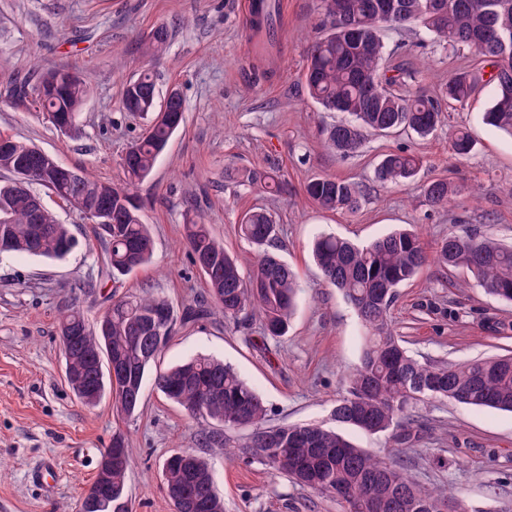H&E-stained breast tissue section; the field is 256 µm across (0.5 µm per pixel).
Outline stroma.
Instances as JSON below:
<instances>
[{"instance_id": "35a3bbf8", "label": "stroma", "mask_w": 512, "mask_h": 512, "mask_svg": "<svg viewBox=\"0 0 512 512\" xmlns=\"http://www.w3.org/2000/svg\"><path fill=\"white\" fill-rule=\"evenodd\" d=\"M242 0H0V134L32 142L60 164L119 183L121 157L147 121L126 111L127 82L152 69L159 95L177 90L185 124L137 189L142 216L155 241L151 262L120 281L106 264L98 225L43 187L44 205L76 239L63 260L0 254V512H77L98 473L105 448L123 435L131 457L126 474L130 512H175L161 464L195 448L209 464L225 512H343L336 501L275 476L260 463L225 458L199 448L197 425L181 407L146 383L138 412L117 413L111 396L84 406L65 378L58 325L76 307L98 320L128 292L166 298L177 322L156 362L166 369L205 354L231 365L265 400L268 424L325 423L359 362L363 328L342 294L329 286L310 250L313 237L332 233L367 243L396 228L420 233L435 250L448 233L476 230L512 244V137L484 124L489 105L479 95L465 106L443 104L444 119L427 139L399 131L369 137L341 159L327 150L323 126L339 120L307 97L302 81L306 48L322 20L319 0H279L272 36L250 31ZM168 26L164 52L149 59L141 43ZM393 62L419 65L426 85L475 65L471 52L427 44L417 58L412 37L386 30ZM70 69L90 88L76 129L62 134L39 112L34 95H13L31 66ZM476 140L465 159L454 156L456 133ZM406 148L422 167L400 186L374 179L384 154ZM238 169L276 170L284 193L241 185ZM362 184L359 211L326 212L308 201L304 184L315 176ZM448 178V206L427 202L421 187ZM251 209L272 213L277 253L298 277L300 291L287 336L263 339L257 314L240 323L218 312L184 322L186 308L211 304L200 271L189 261L184 226L200 217L249 273L254 246L239 232ZM395 331L418 358L460 361L512 352V303L487 294L463 269L428 263L398 290L391 310ZM405 445L411 475L429 486L457 489L472 512H512V413L432 402ZM54 460L51 485L30 478Z\"/></svg>"}]
</instances>
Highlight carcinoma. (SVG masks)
<instances>
[{
	"instance_id": "carcinoma-1",
	"label": "carcinoma",
	"mask_w": 512,
	"mask_h": 512,
	"mask_svg": "<svg viewBox=\"0 0 512 512\" xmlns=\"http://www.w3.org/2000/svg\"><path fill=\"white\" fill-rule=\"evenodd\" d=\"M321 34L307 47L302 77L308 97L324 112H339L344 119L321 130L326 146L337 154L359 152L369 135H387L408 128L420 137L435 130L441 118V101L465 105L476 93L487 90L490 105L484 123L512 135V0H321ZM419 28L452 50L468 49L479 61L492 66L489 77L461 66L433 89L416 83L417 70L389 64L383 32ZM169 32L159 27L143 44L144 55L159 56ZM57 69L42 73L36 101L43 114L60 112L76 121L89 94L87 84L75 73L49 90L46 82ZM157 97L151 70H143L123 90L128 112L154 115L147 134L128 149L122 161L125 180L103 182L67 170L45 179L55 158L31 151L32 144L0 134L14 144V154L0 153V171L14 174L15 157L23 156L33 172L31 183L40 185L78 209L97 207L112 215V223L99 224L106 242L112 277L126 275L147 264L154 239L145 224L135 187L147 179L158 157L185 122L184 103L172 93L167 111L142 106ZM474 148L471 134L463 130L451 142L453 154L468 156ZM421 165L408 151L389 153L375 169L376 181L398 185L412 179ZM243 181L274 186L284 191L279 175L249 170ZM305 193L325 211L355 212L364 198L363 186L335 177H314ZM425 198L445 207L454 193L444 178L427 182ZM32 190L17 188L15 178L0 183V225L11 232V254L63 259L75 239L65 224L56 221ZM241 235L260 248L248 276L208 225L196 220L186 225V239L193 265L199 268L215 306L226 319L245 311L261 315L265 336L287 334L299 290L293 270L269 250L276 224L265 210L243 216ZM313 257L328 284L342 293L365 328L360 363L343 379L344 392L336 400L332 420L336 428L318 424H282L267 427V406L261 395L231 367L206 355L158 371L155 388L189 415L199 419L198 443L222 448L230 460L258 461L273 473L315 494L336 499L344 512H363L369 501L379 512H442L450 503L462 502L461 493L430 488L408 470L403 450L378 452L356 446L343 432L357 429L368 435L397 432L403 445L417 423V406L431 401H453L475 408L512 412V355L468 359L455 363L419 360L395 335L390 310L397 288L413 280L428 261L421 237L407 229L394 230L368 244L357 245L331 234L318 235ZM443 267L470 272L484 290L512 302V245L470 232L450 233L434 255ZM164 310L174 326L173 307L163 297L128 295L112 303L101 321L89 323L82 312L71 310L60 320L65 373L76 397L87 406L112 396L120 413L131 416L140 407L146 373L157 362L172 333L156 339L146 328L149 315ZM121 360L124 370L108 377V359ZM244 430L237 438L234 433ZM112 447L123 449L125 462L112 466L109 487L102 499L86 512H125L116 507L128 500L126 473L130 456L125 439L117 435ZM189 469L162 463L165 489L185 492L178 512H224V499L215 489L206 460L185 450Z\"/></svg>"
}]
</instances>
